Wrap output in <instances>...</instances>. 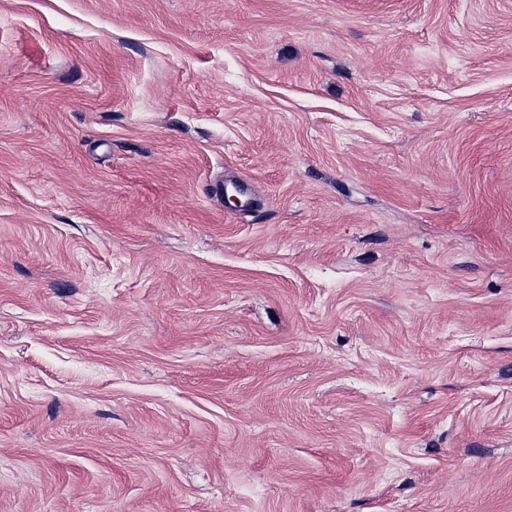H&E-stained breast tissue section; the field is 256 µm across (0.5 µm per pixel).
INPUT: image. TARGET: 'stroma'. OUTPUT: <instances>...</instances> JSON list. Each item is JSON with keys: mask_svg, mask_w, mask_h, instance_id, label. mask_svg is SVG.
Listing matches in <instances>:
<instances>
[{"mask_svg": "<svg viewBox=\"0 0 512 512\" xmlns=\"http://www.w3.org/2000/svg\"><path fill=\"white\" fill-rule=\"evenodd\" d=\"M0 512H512V0H0Z\"/></svg>", "mask_w": 512, "mask_h": 512, "instance_id": "obj_1", "label": "stroma"}]
</instances>
